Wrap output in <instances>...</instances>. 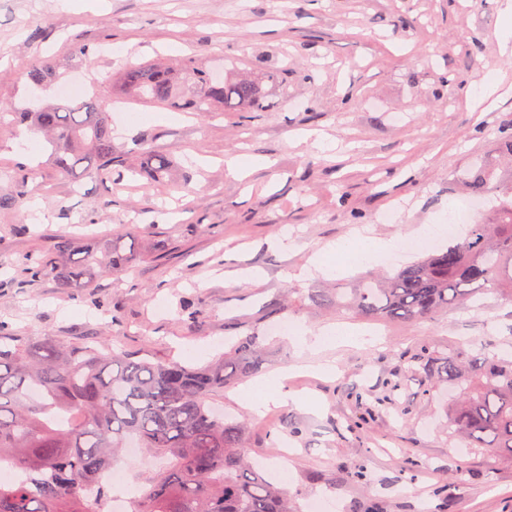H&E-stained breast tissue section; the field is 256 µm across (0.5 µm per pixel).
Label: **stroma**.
Masks as SVG:
<instances>
[{
	"label": "stroma",
	"instance_id": "35a3bbf8",
	"mask_svg": "<svg viewBox=\"0 0 512 512\" xmlns=\"http://www.w3.org/2000/svg\"><path fill=\"white\" fill-rule=\"evenodd\" d=\"M503 0H0V104L21 112L57 100L79 80L110 107L112 146L137 161L153 146L178 161L168 181L113 188L74 182L49 163L43 137L0 128V322L16 336L67 344L94 336L151 361L204 365L224 339L257 330L261 375L287 371L288 404L253 413L249 381L224 393L248 424L249 457L268 476L288 468L296 507L323 496L331 512H512V462L448 434L455 393L417 362L423 344L512 358V303L487 294L420 323L365 321L313 307L309 293L351 287L383 262L295 274L353 229L402 238L439 223L471 157H496L512 129V25ZM93 49L92 60L74 50ZM192 55L248 73L274 72L258 112L202 117L136 102L112 77L127 61ZM50 62L55 82L20 80L25 60ZM322 132L327 150L303 132ZM255 161L242 180L224 160ZM392 214L390 223L380 220ZM124 232L137 260L95 288L29 280L20 261L62 236ZM287 234L288 250L268 240ZM309 343L269 335L282 319ZM349 331L345 341L328 329ZM332 363L336 373L319 374ZM363 428L350 430L357 417ZM360 467L363 479L351 471Z\"/></svg>",
	"mask_w": 512,
	"mask_h": 512
}]
</instances>
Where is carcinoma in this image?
I'll use <instances>...</instances> for the list:
<instances>
[{
	"instance_id": "1",
	"label": "carcinoma",
	"mask_w": 512,
	"mask_h": 512,
	"mask_svg": "<svg viewBox=\"0 0 512 512\" xmlns=\"http://www.w3.org/2000/svg\"><path fill=\"white\" fill-rule=\"evenodd\" d=\"M21 77L40 86L54 74L32 57ZM210 80L194 57L178 68L129 64L119 85L145 104L179 112H257L262 81ZM25 124L45 134L51 159L67 174L78 168L102 184L126 176L164 181L175 166L154 147L131 166L112 156V131L97 96L14 112L0 126ZM461 180L474 196L495 195L485 224H470L463 237L432 251L383 280L364 278L350 291L310 295L315 306L336 308L365 320L418 323L488 293L512 301V176L471 161ZM117 241L79 243L58 239L52 250L25 259L33 280L50 279L61 289L94 287L131 261ZM261 336L251 332L224 340V354L203 367L152 362L118 354L106 341L65 345L53 336L22 338L0 325V460L24 478L0 484V512H109L111 490L103 475L122 458L129 441L159 465L138 477L133 512H290L288 491L268 481L246 454L248 427L209 404L215 396L258 370ZM423 369L448 382L455 407L450 436L512 462V360L487 353L465 363L434 359L422 349Z\"/></svg>"
}]
</instances>
